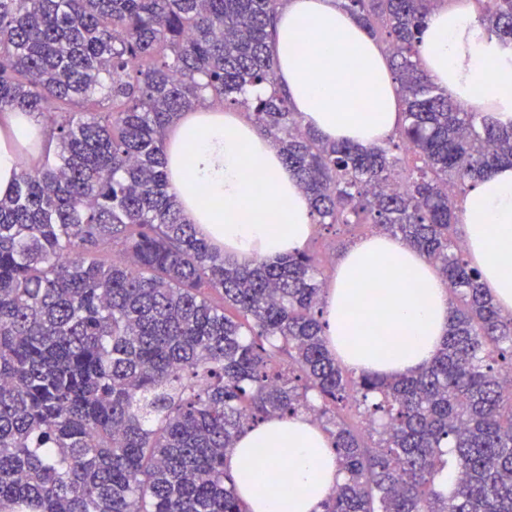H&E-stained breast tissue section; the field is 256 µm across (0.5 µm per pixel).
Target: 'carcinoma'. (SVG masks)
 Masks as SVG:
<instances>
[{
	"instance_id": "cac0c4a2",
	"label": "carcinoma",
	"mask_w": 512,
	"mask_h": 512,
	"mask_svg": "<svg viewBox=\"0 0 512 512\" xmlns=\"http://www.w3.org/2000/svg\"><path fill=\"white\" fill-rule=\"evenodd\" d=\"M281 2L0 0V116L49 130L0 198V512H245L225 456L303 414L343 473L324 512H512V312L457 228L470 185L512 163V120L422 69L441 0H340L387 45L403 121L380 146L323 139L276 83ZM477 2L512 51V0ZM202 103L245 109L316 223L369 224L435 264L454 304L430 364L345 369L317 250L241 264L199 235L166 133ZM353 407L372 442L342 419Z\"/></svg>"
}]
</instances>
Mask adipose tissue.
Here are the masks:
<instances>
[{
	"label": "adipose tissue",
	"mask_w": 512,
	"mask_h": 512,
	"mask_svg": "<svg viewBox=\"0 0 512 512\" xmlns=\"http://www.w3.org/2000/svg\"><path fill=\"white\" fill-rule=\"evenodd\" d=\"M318 35L303 39L300 22ZM420 62L464 106L512 119V62L486 39L470 0L435 9ZM276 79L304 124L323 138L365 147L394 130L397 86L389 62L338 0H286L273 45ZM40 137L29 114L8 113L0 128V197L18 171L16 144ZM170 184L190 223L238 262L301 251L315 222L310 201L279 153L250 123L199 108L184 113L167 140ZM459 219L469 259L493 300L512 311V167L495 169L467 192ZM448 287L403 240L373 235L337 260L328 284L324 334L348 368L394 379L430 363L448 330ZM226 465L247 512H323L343 479L331 438L305 416L271 417L243 432ZM287 479V505L258 492L253 476Z\"/></svg>",
	"instance_id": "1"
}]
</instances>
